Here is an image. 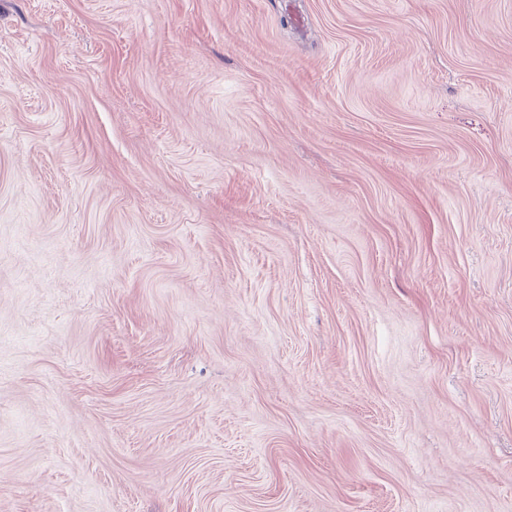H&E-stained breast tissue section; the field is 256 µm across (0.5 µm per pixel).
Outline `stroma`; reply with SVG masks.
Returning <instances> with one entry per match:
<instances>
[{
	"label": "stroma",
	"instance_id": "35a3bbf8",
	"mask_svg": "<svg viewBox=\"0 0 512 512\" xmlns=\"http://www.w3.org/2000/svg\"><path fill=\"white\" fill-rule=\"evenodd\" d=\"M0 512H512V0H0Z\"/></svg>",
	"mask_w": 512,
	"mask_h": 512
}]
</instances>
